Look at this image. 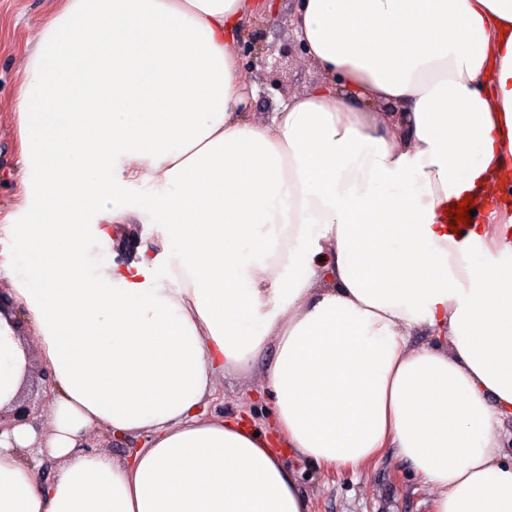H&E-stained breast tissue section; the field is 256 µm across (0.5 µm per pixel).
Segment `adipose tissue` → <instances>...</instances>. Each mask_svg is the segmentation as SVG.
Instances as JSON below:
<instances>
[{
    "label": "adipose tissue",
    "instance_id": "adipose-tissue-1",
    "mask_svg": "<svg viewBox=\"0 0 512 512\" xmlns=\"http://www.w3.org/2000/svg\"><path fill=\"white\" fill-rule=\"evenodd\" d=\"M254 11L67 0L40 29L14 106L27 217L0 227L35 339L0 310V408L33 357L52 406L48 435L0 436V512H309L267 435L201 411L270 340L293 456L389 448L434 512H512V0H297L326 79L264 121L229 45ZM467 198L460 234L442 212ZM101 428L136 448L81 451ZM39 439L44 483L19 454Z\"/></svg>",
    "mask_w": 512,
    "mask_h": 512
}]
</instances>
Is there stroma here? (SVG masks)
<instances>
[{"mask_svg":"<svg viewBox=\"0 0 512 512\" xmlns=\"http://www.w3.org/2000/svg\"><path fill=\"white\" fill-rule=\"evenodd\" d=\"M64 2L0 0V225L24 203L19 115L12 108V100L24 79L27 51L41 26ZM267 77V70L260 67L243 70L244 80L255 88L251 112L259 120L266 119L279 101L320 83L324 75L311 61L299 57L284 65L282 88H272ZM274 353V345H267L250 373H225L207 407L208 415L225 419L241 416L255 429L270 432L273 395L267 387L266 372ZM288 465L310 500V512H432V490L415 478L410 466L388 451L358 471L319 467L293 457Z\"/></svg>","mask_w":512,"mask_h":512,"instance_id":"obj_1","label":"stroma"}]
</instances>
